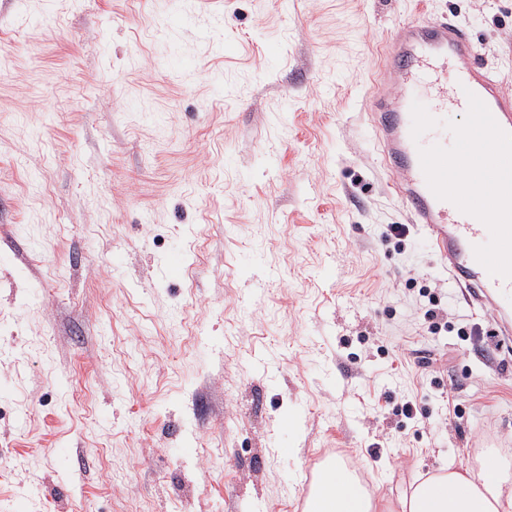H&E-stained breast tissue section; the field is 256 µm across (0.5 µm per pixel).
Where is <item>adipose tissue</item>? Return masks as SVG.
I'll return each instance as SVG.
<instances>
[{
	"mask_svg": "<svg viewBox=\"0 0 512 512\" xmlns=\"http://www.w3.org/2000/svg\"><path fill=\"white\" fill-rule=\"evenodd\" d=\"M304 512H512V466L496 458L482 472L451 466L391 502L330 460L316 474Z\"/></svg>",
	"mask_w": 512,
	"mask_h": 512,
	"instance_id": "1",
	"label": "adipose tissue"
}]
</instances>
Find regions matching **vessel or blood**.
I'll use <instances>...</instances> for the list:
<instances>
[{"instance_id":"obj_1","label":"vessel or blood","mask_w":512,"mask_h":512,"mask_svg":"<svg viewBox=\"0 0 512 512\" xmlns=\"http://www.w3.org/2000/svg\"><path fill=\"white\" fill-rule=\"evenodd\" d=\"M384 50L395 86H377L369 117L381 162L394 176L392 187L421 225L427 246L447 263L448 278L462 299L489 311L497 335L511 337L512 280L491 276L474 256V246L488 241V229L451 202L437 199L421 168L419 146L447 147L453 137L438 127L413 141L411 106L421 102L435 117L463 115L472 93L503 130L512 132V95L479 60L473 32L453 20L403 23Z\"/></svg>"}]
</instances>
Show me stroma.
<instances>
[{"instance_id": "obj_1", "label": "stroma", "mask_w": 512, "mask_h": 512, "mask_svg": "<svg viewBox=\"0 0 512 512\" xmlns=\"http://www.w3.org/2000/svg\"><path fill=\"white\" fill-rule=\"evenodd\" d=\"M444 18L512 94V0H0V512H301L327 457L387 499L512 459V351L459 336L489 322L368 118L394 29Z\"/></svg>"}]
</instances>
